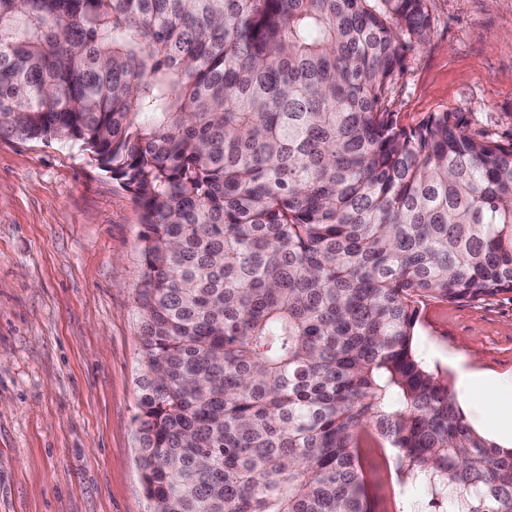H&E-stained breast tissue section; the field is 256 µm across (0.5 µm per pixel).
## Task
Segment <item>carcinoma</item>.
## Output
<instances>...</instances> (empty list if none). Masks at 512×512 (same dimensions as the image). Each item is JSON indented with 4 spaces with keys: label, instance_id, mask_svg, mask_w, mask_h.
Returning <instances> with one entry per match:
<instances>
[{
    "label": "carcinoma",
    "instance_id": "1",
    "mask_svg": "<svg viewBox=\"0 0 512 512\" xmlns=\"http://www.w3.org/2000/svg\"><path fill=\"white\" fill-rule=\"evenodd\" d=\"M428 0H0V137L140 212L153 512H370L358 448L512 512V448L417 356L418 304L512 292V143L386 105Z\"/></svg>",
    "mask_w": 512,
    "mask_h": 512
}]
</instances>
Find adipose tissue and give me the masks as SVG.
<instances>
[{
  "instance_id": "ef3b65f1",
  "label": "adipose tissue",
  "mask_w": 512,
  "mask_h": 512,
  "mask_svg": "<svg viewBox=\"0 0 512 512\" xmlns=\"http://www.w3.org/2000/svg\"><path fill=\"white\" fill-rule=\"evenodd\" d=\"M459 388L457 400L463 413H470L472 409V403L469 399L470 390H480L493 403L492 413L482 414V423L497 434L512 435L511 381L498 375L464 371L461 372L459 377Z\"/></svg>"
}]
</instances>
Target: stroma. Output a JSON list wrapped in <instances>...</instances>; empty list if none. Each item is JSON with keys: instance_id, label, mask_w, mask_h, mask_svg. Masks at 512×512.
<instances>
[{"instance_id": "35a3bbf8", "label": "stroma", "mask_w": 512, "mask_h": 512, "mask_svg": "<svg viewBox=\"0 0 512 512\" xmlns=\"http://www.w3.org/2000/svg\"><path fill=\"white\" fill-rule=\"evenodd\" d=\"M428 43L388 95L398 126L462 112L512 141V0H430ZM141 215L76 146L0 139V512H152L134 418L141 376ZM419 358L512 376V293L420 306ZM373 512H430L396 451L360 449Z\"/></svg>"}]
</instances>
